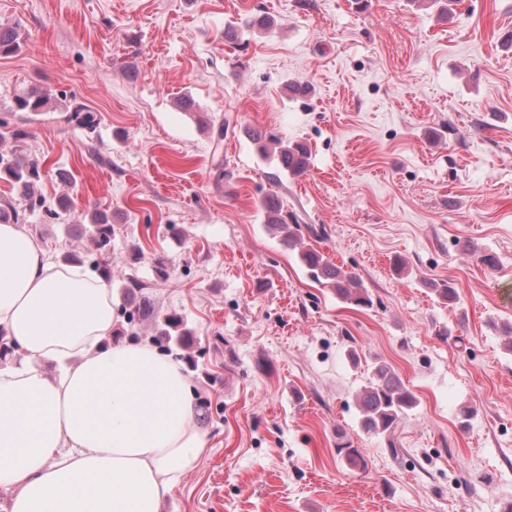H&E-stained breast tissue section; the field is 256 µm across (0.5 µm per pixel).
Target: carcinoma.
<instances>
[{"mask_svg":"<svg viewBox=\"0 0 512 512\" xmlns=\"http://www.w3.org/2000/svg\"><path fill=\"white\" fill-rule=\"evenodd\" d=\"M23 44L20 32L15 27L0 26V56L17 53ZM49 99L41 89L30 88L17 96L16 106L27 112H43ZM67 121L93 132L98 124L95 112L79 107L69 113ZM280 170L298 175L303 173L308 164V151L302 144H278L276 151ZM43 165L39 160L27 159L20 150L10 153L0 151V180L11 183L22 198L29 202L30 208H41L45 202L36 196V187L42 178ZM261 208L266 216L268 227L280 234L282 242L291 249H297L301 235L291 230L282 215V205L274 197L261 200ZM96 249H106L112 240V222L107 214L95 211L91 214L89 226L83 228ZM298 254L307 274L316 282L331 288L340 299L356 307H368L372 300L361 282L354 276L340 270L329 258L309 245L298 249ZM356 403L361 413V426L371 434H390L399 419L417 406V398L387 365H375L365 384L356 394ZM340 443L337 453L352 469H363L366 460L351 443L343 441L342 434H337Z\"/></svg>","mask_w":512,"mask_h":512,"instance_id":"cac0c4a2","label":"carcinoma"}]
</instances>
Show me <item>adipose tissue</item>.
Wrapping results in <instances>:
<instances>
[{
  "label": "adipose tissue",
  "instance_id": "adipose-tissue-1",
  "mask_svg": "<svg viewBox=\"0 0 512 512\" xmlns=\"http://www.w3.org/2000/svg\"><path fill=\"white\" fill-rule=\"evenodd\" d=\"M118 298L0 224V488L7 512H162L207 448L181 363L114 338Z\"/></svg>",
  "mask_w": 512,
  "mask_h": 512
}]
</instances>
